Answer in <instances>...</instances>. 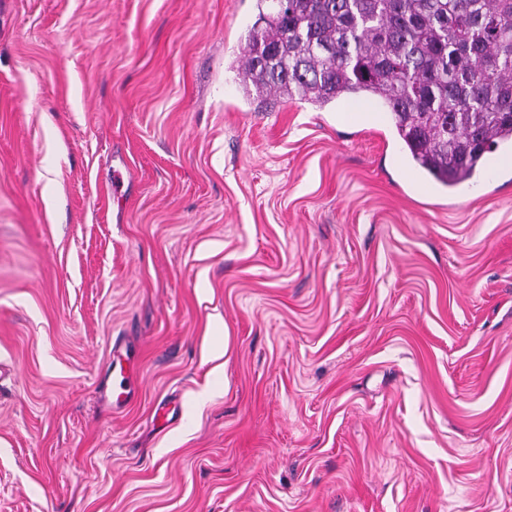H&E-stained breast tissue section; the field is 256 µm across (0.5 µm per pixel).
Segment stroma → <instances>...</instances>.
<instances>
[{
  "label": "stroma",
  "mask_w": 512,
  "mask_h": 512,
  "mask_svg": "<svg viewBox=\"0 0 512 512\" xmlns=\"http://www.w3.org/2000/svg\"><path fill=\"white\" fill-rule=\"evenodd\" d=\"M257 15L0 0V512H512V148L258 110Z\"/></svg>",
  "instance_id": "1"
}]
</instances>
